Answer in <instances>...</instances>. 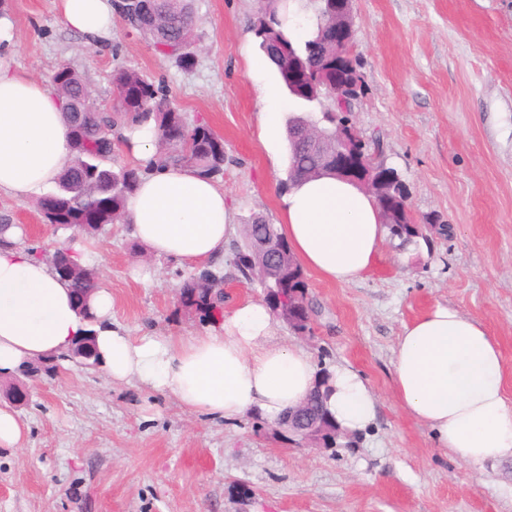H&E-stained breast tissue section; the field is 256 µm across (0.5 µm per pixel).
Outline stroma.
<instances>
[{
    "instance_id": "1",
    "label": "stroma",
    "mask_w": 512,
    "mask_h": 512,
    "mask_svg": "<svg viewBox=\"0 0 512 512\" xmlns=\"http://www.w3.org/2000/svg\"><path fill=\"white\" fill-rule=\"evenodd\" d=\"M258 0H193L197 63L181 69L114 17L107 49L85 46L58 0H0L12 23L8 48L21 70L49 80L81 73L99 111L113 112L115 68L163 85L187 121L224 140V190L233 223L280 224L288 176L285 137L258 136L262 105L249 74L262 59L251 27ZM352 54L366 91L352 117L408 190L422 222L450 236L401 250L384 243L354 284L307 273L317 308L312 335L282 320L273 334L301 343L320 368L361 373L379 398L375 424L347 444L317 450L292 435L183 410L104 366L62 362L29 378L15 414L26 433L0 447V512H512V458L483 467L436 447L393 391V350L405 324L442 304L482 322L512 370V0H354ZM38 197L0 194V220L46 252L75 239L45 224ZM234 238L215 268L226 306L264 298L232 264ZM83 261L112 294V323L132 336H195L205 329L179 302L191 267L154 257L129 225L84 241Z\"/></svg>"
}]
</instances>
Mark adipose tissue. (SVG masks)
<instances>
[{"mask_svg": "<svg viewBox=\"0 0 512 512\" xmlns=\"http://www.w3.org/2000/svg\"><path fill=\"white\" fill-rule=\"evenodd\" d=\"M65 24L98 48L112 38L113 0H59ZM71 164L68 127L54 89L15 70L0 56V193L17 199L55 183ZM134 235L154 254L205 265L223 257L238 233L224 191L186 168L143 175L128 197ZM280 233L294 256L321 279L348 285L373 264L385 238L374 199L359 187L324 176L292 186L282 197ZM0 247V376L65 351L89 327L70 287L32 256L12 227ZM96 346L115 381L137 380L171 396L189 412L225 420L256 412L277 418L300 405L318 369L302 346L272 333L265 303L244 301L204 334L126 335L111 322L112 296L91 301ZM328 408L351 433L372 426L378 398L354 369L331 371ZM394 389L405 411L437 447L477 466L512 456V380L501 350L477 319L436 305L404 325L394 349Z\"/></svg>", "mask_w": 512, "mask_h": 512, "instance_id": "1", "label": "adipose tissue"}]
</instances>
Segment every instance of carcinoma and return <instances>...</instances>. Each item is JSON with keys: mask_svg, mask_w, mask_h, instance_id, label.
I'll list each match as a JSON object with an SVG mask.
<instances>
[{"mask_svg": "<svg viewBox=\"0 0 512 512\" xmlns=\"http://www.w3.org/2000/svg\"><path fill=\"white\" fill-rule=\"evenodd\" d=\"M281 0H260V10L253 31L260 39V47L266 57L276 66L283 84H288V47L301 55L308 70L318 76L327 70L341 72L357 69L356 60L346 54L336 60V54L326 51L329 36L325 0H315L314 16L316 30L312 39L301 45L295 44L276 20ZM129 28L148 40L161 55L172 58L179 67L189 70L196 65L197 56L191 49L193 33L192 0H130L123 14ZM50 83L64 103V118L69 128L73 160L71 166L61 175L58 191L39 200L38 207L46 224L70 228L75 232L93 238L99 224H120L125 222V202L137 188L145 168L121 166L113 169L107 166L112 160L114 139L112 127L119 122L141 124L154 122L157 152L155 162L159 166L188 168L200 176L212 180L224 175V141L208 125L186 123L178 105L163 89L147 80L139 72L119 67L113 71L112 83L117 93V114L115 117L102 116L97 112L92 91L84 79L68 66L59 67L51 76ZM80 103L81 111L71 110V104ZM299 117H293L286 129L289 145V178L312 179L324 175H335L327 167L330 158L306 146L296 132ZM344 121L342 110L335 108L322 112L315 123L327 134H333L336 123ZM440 224H392L386 225L389 239H397L400 246L414 245L420 238H427L426 232ZM269 236L288 245L277 227L261 217L244 225V246L235 250L233 264L247 281L260 275L257 266L264 263V257L256 249V240ZM74 261L75 271L68 277L73 298L83 301L80 314L95 324L90 312L92 295L99 289L97 272L78 260V255L66 249ZM291 282L292 287L306 292L308 288L303 267L293 253H287L280 283ZM224 277L211 271L183 280L180 299L183 307L198 315L203 323H211L215 316L224 312ZM69 358L60 355L41 358L36 363H27L22 375L29 378L36 375L51 377L56 374L59 362ZM329 372H318V387L311 392L304 406L318 411L327 419L333 429H339L328 412L325 401Z\"/></svg>", "mask_w": 512, "mask_h": 512, "instance_id": "obj_1", "label": "carcinoma"}]
</instances>
